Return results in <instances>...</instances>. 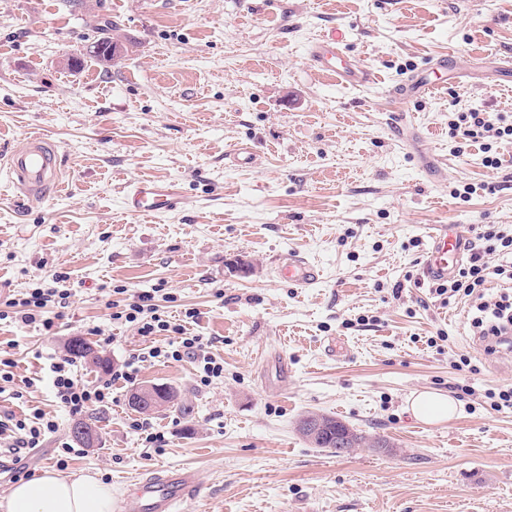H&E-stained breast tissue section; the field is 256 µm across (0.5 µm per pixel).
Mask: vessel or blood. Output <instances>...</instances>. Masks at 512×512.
<instances>
[{"instance_id":"obj_1","label":"vessel or blood","mask_w":512,"mask_h":512,"mask_svg":"<svg viewBox=\"0 0 512 512\" xmlns=\"http://www.w3.org/2000/svg\"><path fill=\"white\" fill-rule=\"evenodd\" d=\"M308 60L319 71L329 73L343 83L366 85L374 80L373 70L363 61L347 56L335 36H326L311 45ZM427 78L411 76L394 89L393 97L405 101L432 91ZM60 171L58 154L46 139L33 136L11 150L7 173L12 182L28 197L48 195L56 186ZM187 203L173 183L145 180L133 183L124 195V208L129 215L141 216L181 208ZM462 240L448 228H439L433 237L424 272L431 280L447 278L461 252ZM278 275L295 286L305 288L317 281L318 270L296 256L288 255L277 264ZM203 486L196 472L185 467H157L139 478L131 489L138 512H179L188 498L199 497Z\"/></svg>"}]
</instances>
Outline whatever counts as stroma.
Listing matches in <instances>:
<instances>
[{
  "instance_id": "stroma-1",
  "label": "stroma",
  "mask_w": 512,
  "mask_h": 512,
  "mask_svg": "<svg viewBox=\"0 0 512 512\" xmlns=\"http://www.w3.org/2000/svg\"><path fill=\"white\" fill-rule=\"evenodd\" d=\"M329 34L372 84L310 66ZM110 37L127 50L103 64L92 49ZM441 55L453 83L410 99L413 127L396 132L390 88ZM510 57L512 0H0V157L39 134L61 159L39 202L0 175V303L59 274L71 292L53 331L0 322V353L35 381L0 411L36 406L60 425L21 467L55 468L68 442V473L121 500L146 469L188 467L205 497L180 512H512V409L487 397L512 385V351L487 354L469 301L443 300L422 272L437 227L468 243L480 225L512 226V138L493 140V169L448 128L474 111L512 125ZM239 144L254 160L232 159ZM140 180L177 182L191 204L128 216ZM290 253L316 283L276 276ZM118 288L162 289V314L204 337L223 377L202 384L189 359L130 363L164 339L112 319ZM76 337L132 366L111 405L78 418L48 370ZM462 357L479 372L460 399ZM145 383L172 388L174 406L133 410ZM424 390L456 398L455 415L415 419L407 401ZM308 411L391 447H314L297 431ZM80 420L94 447L75 443Z\"/></svg>"
}]
</instances>
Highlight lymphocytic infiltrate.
Listing matches in <instances>:
<instances>
[{
	"instance_id": "lymphocytic-infiltrate-1",
	"label": "lymphocytic infiltrate",
	"mask_w": 512,
	"mask_h": 512,
	"mask_svg": "<svg viewBox=\"0 0 512 512\" xmlns=\"http://www.w3.org/2000/svg\"><path fill=\"white\" fill-rule=\"evenodd\" d=\"M448 126L450 131L462 135L464 139L481 142L484 151L482 163L488 168L497 167L499 160L492 156L491 144L485 143L486 134L491 133L498 138L512 137V127H494L483 112L458 115L457 119L449 121ZM508 255H512V231L493 224L481 225L467 266L458 268L455 274L440 282L436 288L441 296H462L474 300L476 312L472 326L491 353L512 347V295L504 292L495 300L485 297V290L492 283L512 284V264L504 262ZM70 296L69 289L52 285L29 289L23 297L6 301L4 309L0 310V321L11 318L26 325L38 322L44 330H52L55 325L53 310L67 307ZM107 306L113 311V319L135 324L140 336L167 333L166 347H150L148 352L138 354V361L164 355L176 361L190 358L198 363L203 372L202 383L208 385L223 377V364L207 352L202 337L188 333L183 324H174L162 318L155 293H138L121 311L117 310L115 301H108ZM72 366L70 358L58 356L52 357L49 364V379L59 406L69 414L77 415L92 406L109 405L112 387L116 381L123 379V372L111 371L96 381L82 383L75 379ZM58 429L57 421L38 409L21 417L12 413L0 415V445L7 448H39Z\"/></svg>"
}]
</instances>
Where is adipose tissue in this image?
I'll return each mask as SVG.
<instances>
[{
  "label": "adipose tissue",
  "instance_id": "1",
  "mask_svg": "<svg viewBox=\"0 0 512 512\" xmlns=\"http://www.w3.org/2000/svg\"><path fill=\"white\" fill-rule=\"evenodd\" d=\"M114 507L111 485L50 469L18 481L0 497V512H113Z\"/></svg>",
  "mask_w": 512,
  "mask_h": 512
}]
</instances>
